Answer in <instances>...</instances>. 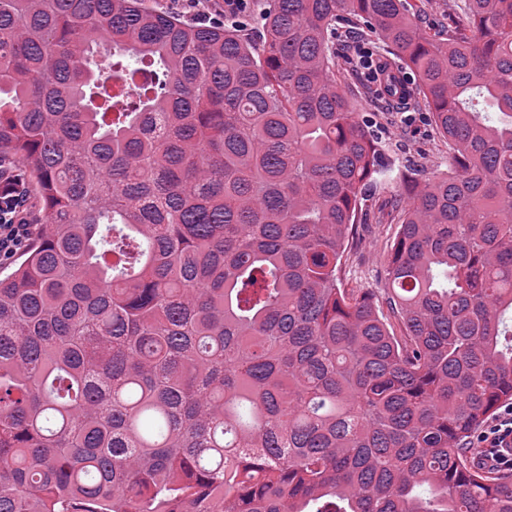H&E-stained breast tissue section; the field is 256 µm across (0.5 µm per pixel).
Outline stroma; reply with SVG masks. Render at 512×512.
Segmentation results:
<instances>
[{
    "label": "stroma",
    "mask_w": 512,
    "mask_h": 512,
    "mask_svg": "<svg viewBox=\"0 0 512 512\" xmlns=\"http://www.w3.org/2000/svg\"><path fill=\"white\" fill-rule=\"evenodd\" d=\"M149 5L178 13L195 21L220 23L224 20V0H148ZM348 88L358 111L371 117L391 161L388 172L377 175L357 224L359 243L349 249L344 259L342 285L369 292L375 302H382L385 267L389 247L396 235L395 225L379 221L388 202L403 194L405 185L399 172L412 169L417 177L447 171L451 150L447 139L430 125L421 96L404 99L381 98L375 84L352 80Z\"/></svg>",
    "instance_id": "1"
}]
</instances>
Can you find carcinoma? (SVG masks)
Masks as SVG:
<instances>
[{
    "label": "carcinoma",
    "mask_w": 512,
    "mask_h": 512,
    "mask_svg": "<svg viewBox=\"0 0 512 512\" xmlns=\"http://www.w3.org/2000/svg\"><path fill=\"white\" fill-rule=\"evenodd\" d=\"M0 0V512H512L466 444L512 402V0ZM453 145L406 185L386 293L341 287L391 170L346 25ZM241 0H194L190 2L173 0H148L147 3L157 9L167 10L185 16L187 19L206 21L205 25L223 23L224 10L234 11L240 9ZM205 15V20H200V15ZM198 24V23H197ZM413 3L420 4L421 2L424 4V7L421 9L419 20L420 23L425 27L432 31L439 30L442 28V25L451 24V18H447L442 14V10L444 6L439 9L435 7L434 3L442 4V0H410ZM21 186L19 174L4 176L3 184L0 179V265L3 268L17 253L26 249L32 239L34 224H22L25 222L20 217L27 203L26 189Z\"/></svg>",
    "instance_id": "cac0c4a2"
}]
</instances>
